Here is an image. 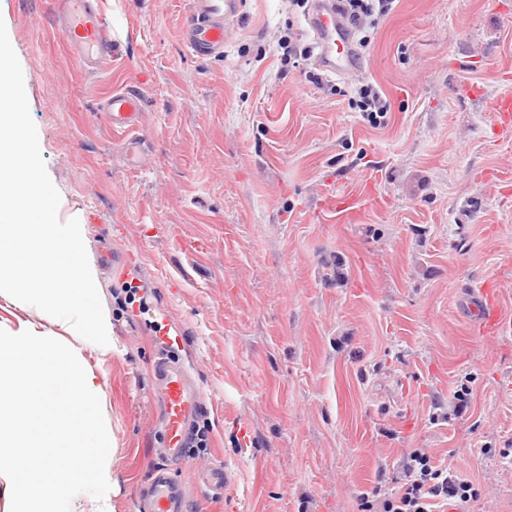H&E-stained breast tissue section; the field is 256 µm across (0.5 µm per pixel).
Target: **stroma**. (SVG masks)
Here are the masks:
<instances>
[{
  "label": "stroma",
  "mask_w": 512,
  "mask_h": 512,
  "mask_svg": "<svg viewBox=\"0 0 512 512\" xmlns=\"http://www.w3.org/2000/svg\"><path fill=\"white\" fill-rule=\"evenodd\" d=\"M98 2L112 57L94 74L54 0H0V20L112 322L83 366L102 385L117 512H137L161 461L162 355L201 387L206 457L231 477L212 496L198 460L176 464L192 512H360L361 494L398 491L415 448L470 477L466 512H512V335L476 337L461 311L492 281L512 314V139L491 134L512 91V0H398L363 56L391 101L377 128L283 73L278 38L311 39L291 0H241L211 56L180 38L191 0ZM118 90L144 101L142 169L102 111ZM375 179L383 208L325 207Z\"/></svg>",
  "instance_id": "stroma-1"
}]
</instances>
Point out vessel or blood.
<instances>
[{
	"label": "vessel or blood",
	"instance_id": "vessel-or-blood-1",
	"mask_svg": "<svg viewBox=\"0 0 512 512\" xmlns=\"http://www.w3.org/2000/svg\"><path fill=\"white\" fill-rule=\"evenodd\" d=\"M56 21L71 56L85 68L101 65L109 56L105 22L93 0H56ZM240 0H194L190 19L184 25L185 44L202 55L223 53L229 28L236 18ZM318 49L316 61L326 73L339 77L357 75L363 61L354 48L348 26L331 5V0H314L308 20ZM114 130L134 132L140 127L143 100L135 93L118 91L103 106ZM494 135L512 136V95L493 104ZM336 211L349 214L357 209L380 205L383 197L369 187L362 197L333 196ZM474 327L478 336H503L512 332V318L503 311L501 296L494 284L478 288L472 297ZM154 381L163 398V440L165 464L155 466L142 492V512H189V494L169 468L170 462L186 458L187 440L194 422L204 410L201 389L179 367L158 359Z\"/></svg>",
	"mask_w": 512,
	"mask_h": 512
}]
</instances>
